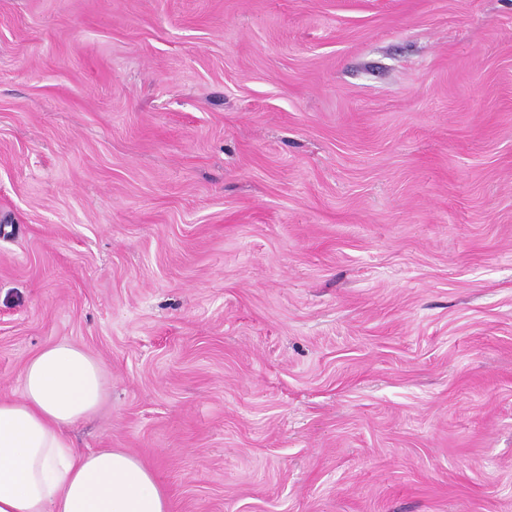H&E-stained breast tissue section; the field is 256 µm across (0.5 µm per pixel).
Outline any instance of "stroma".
Returning a JSON list of instances; mask_svg holds the SVG:
<instances>
[{
    "mask_svg": "<svg viewBox=\"0 0 512 512\" xmlns=\"http://www.w3.org/2000/svg\"><path fill=\"white\" fill-rule=\"evenodd\" d=\"M174 512H512V0H0V397Z\"/></svg>",
    "mask_w": 512,
    "mask_h": 512,
    "instance_id": "1",
    "label": "stroma"
}]
</instances>
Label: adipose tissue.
Masks as SVG:
<instances>
[{
	"label": "adipose tissue",
	"mask_w": 512,
	"mask_h": 512,
	"mask_svg": "<svg viewBox=\"0 0 512 512\" xmlns=\"http://www.w3.org/2000/svg\"><path fill=\"white\" fill-rule=\"evenodd\" d=\"M0 398V512H172L155 472L121 448L82 451L68 431L103 396L100 364L62 342L32 357Z\"/></svg>",
	"instance_id": "1"
}]
</instances>
